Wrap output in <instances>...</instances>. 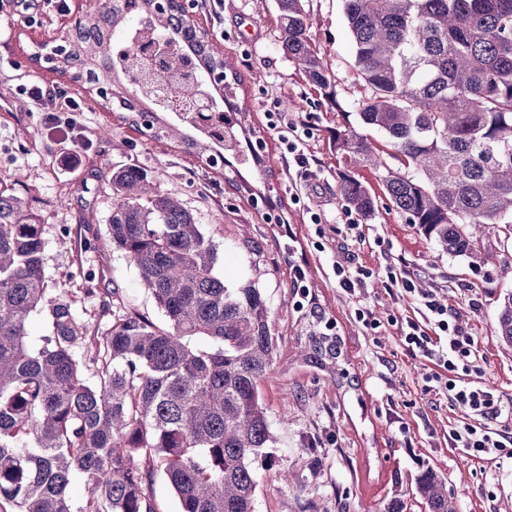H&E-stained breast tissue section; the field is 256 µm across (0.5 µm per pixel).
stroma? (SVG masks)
Masks as SVG:
<instances>
[{
  "instance_id": "1",
  "label": "stroma",
  "mask_w": 512,
  "mask_h": 512,
  "mask_svg": "<svg viewBox=\"0 0 512 512\" xmlns=\"http://www.w3.org/2000/svg\"><path fill=\"white\" fill-rule=\"evenodd\" d=\"M93 0H70L68 14L51 0H30L27 14L15 0H0V178H16L15 191L43 225L44 266L49 296L72 299L78 323L94 333L108 317L101 308L109 291L125 306L157 325L165 318L142 286L139 273L112 247L107 224L112 212L113 170L136 165L159 177L197 223L215 231L226 282H255L270 306L278 347L261 384L274 436L273 467L261 470L255 512H384L400 497L408 512H428L415 493L426 469L448 480L460 512H512V458L479 460L448 445L461 413L444 394L423 389L427 362L408 354L394 329L370 335L354 312L367 306L380 319L404 314L406 301L385 288L387 257H401L415 282L442 289L449 305L467 319L483 356L477 378L512 401V353L494 333L498 299L512 291V237L496 244L482 269L442 254L385 204L371 217L350 211L336 189L340 156L328 131L342 121L359 126L358 79L343 0H306L313 43L325 58L342 112L317 104V92L288 61L279 45L276 0L256 12L254 0H187L189 17L230 59L241 78L239 101L263 143L262 168L282 223L210 168L204 157L156 140L121 117L117 106L86 92L68 76L38 65L41 44L64 34L67 15L88 10ZM40 82L67 88L81 98L75 116L84 139L81 162L65 161L68 128L21 95ZM283 113L309 130L302 146L317 172L301 204H293L294 171L280 128L267 115ZM359 224L364 240L348 238ZM374 271L364 293L347 294L332 270L334 261ZM84 269L85 278L75 275ZM306 272L311 293L325 308L342 342L349 381L341 385L298 354L301 314L293 289L296 270ZM408 423L404 440L400 423Z\"/></svg>"
}]
</instances>
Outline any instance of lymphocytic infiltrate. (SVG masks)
<instances>
[{
	"label": "lymphocytic infiltrate",
	"mask_w": 512,
	"mask_h": 512,
	"mask_svg": "<svg viewBox=\"0 0 512 512\" xmlns=\"http://www.w3.org/2000/svg\"><path fill=\"white\" fill-rule=\"evenodd\" d=\"M384 271L387 290L411 300V314L383 321L361 307L356 321L374 336L383 326L394 327L407 352L429 362L425 391L446 393L466 419L462 427L449 430V447L466 449L477 459L512 458V402L472 381V374L481 370L480 355L466 319L442 299L439 289L416 287L401 261H388Z\"/></svg>",
	"instance_id": "obj_1"
}]
</instances>
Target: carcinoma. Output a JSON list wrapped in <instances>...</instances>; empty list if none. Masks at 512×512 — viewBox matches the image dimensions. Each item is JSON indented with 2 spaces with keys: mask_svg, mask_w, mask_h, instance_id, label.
<instances>
[{
  "mask_svg": "<svg viewBox=\"0 0 512 512\" xmlns=\"http://www.w3.org/2000/svg\"><path fill=\"white\" fill-rule=\"evenodd\" d=\"M305 0H276L279 42L288 60L333 108L335 80L310 35ZM361 81L363 126L330 130L345 166L337 174L347 207L370 216L376 194L358 170L371 169L389 209L442 253L475 269L491 258L500 225L512 229V0H344ZM149 30L174 46L169 67L189 64L197 81L168 70L169 97L187 101L208 86L211 122L163 101L127 93ZM60 68L75 82L112 85V101L149 117L151 134L188 152H212L214 169L252 200L266 198L241 169L255 163L246 113L229 95L237 73L199 36L177 0L158 14L153 0H101L69 31ZM220 71L224 84L209 81ZM43 224L0 179V512H155L148 488L163 472L182 512H254L258 470L273 464L274 443L261 381L277 348L270 308L252 281L219 273L214 233L131 165L112 173V246L138 269L165 325L103 302L112 322L87 336L73 301L48 296ZM49 334L29 340L31 315ZM300 356L341 381V342L325 312L310 308ZM512 350V292L500 297L496 326ZM204 336L216 346L190 344ZM83 348L84 359L76 357ZM85 483L74 505L71 481ZM429 512H459L447 479L432 470L416 481Z\"/></svg>",
  "mask_w": 512,
  "mask_h": 512,
  "instance_id": "1",
  "label": "carcinoma"
}]
</instances>
